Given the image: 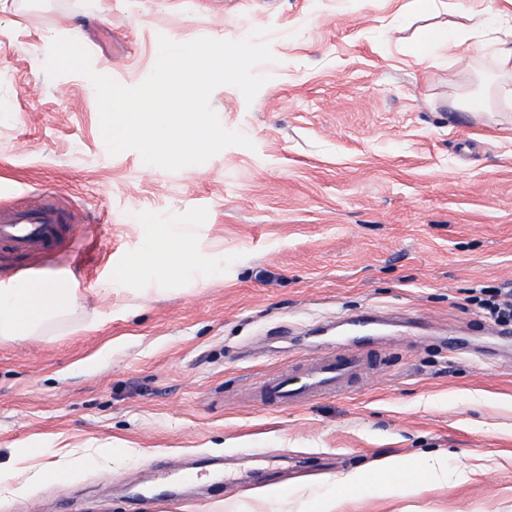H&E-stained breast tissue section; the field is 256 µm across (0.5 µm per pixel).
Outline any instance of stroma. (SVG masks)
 <instances>
[{
    "mask_svg": "<svg viewBox=\"0 0 512 512\" xmlns=\"http://www.w3.org/2000/svg\"><path fill=\"white\" fill-rule=\"evenodd\" d=\"M7 0L0 7V205L58 191L82 248L27 268L0 252V289L68 280L77 307L0 339V512H315L306 489L382 457L448 455L471 480L417 498L353 497L344 512H512V334L470 303L512 282V109L457 105L492 80L512 0ZM497 15L474 29L472 13ZM428 26L461 42L419 60ZM265 29L274 59L253 102L210 104L252 148L167 171L109 155L96 93L51 79L54 38L75 31L95 72L140 84L159 36L238 40ZM195 244L181 278L137 258L147 233ZM389 338L387 375L299 407L254 406L265 373L350 339L351 317ZM91 319L95 329L80 330ZM464 352L449 353V338ZM39 456L18 461L23 449ZM112 449V462L78 457ZM209 459L202 484L152 495L170 462ZM60 485L30 484L37 472Z\"/></svg>",
    "mask_w": 512,
    "mask_h": 512,
    "instance_id": "35a3bbf8",
    "label": "stroma"
}]
</instances>
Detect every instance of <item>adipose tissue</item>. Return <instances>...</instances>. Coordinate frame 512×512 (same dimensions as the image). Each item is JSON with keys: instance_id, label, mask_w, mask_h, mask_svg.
Here are the masks:
<instances>
[{"instance_id": "obj_1", "label": "adipose tissue", "mask_w": 512, "mask_h": 512, "mask_svg": "<svg viewBox=\"0 0 512 512\" xmlns=\"http://www.w3.org/2000/svg\"><path fill=\"white\" fill-rule=\"evenodd\" d=\"M193 257L189 238L176 235L165 245L148 242L145 253L131 262L124 279L138 276L143 264L161 266L165 276L180 277ZM26 296L29 308L18 313L17 298ZM77 302V297L65 282L54 281L47 287H31L24 290L9 288L0 291V339L28 335L46 322L66 314ZM464 470L450 468L444 454L414 455L398 459L385 457L375 470L356 468L330 479V491L319 495V512H343L351 493H368L379 498H408L439 487H453L468 482Z\"/></svg>"}]
</instances>
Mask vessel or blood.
<instances>
[{
  "mask_svg": "<svg viewBox=\"0 0 512 512\" xmlns=\"http://www.w3.org/2000/svg\"><path fill=\"white\" fill-rule=\"evenodd\" d=\"M80 243L68 210L55 191H44L29 205L0 206V251L42 256L54 252L64 239ZM386 343L357 333L356 342L311 360L303 374L282 368L255 384L253 397L270 408L297 407L318 397L340 393L367 375L385 370Z\"/></svg>",
  "mask_w": 512,
  "mask_h": 512,
  "instance_id": "vessel-or-blood-1",
  "label": "vessel or blood"
}]
</instances>
